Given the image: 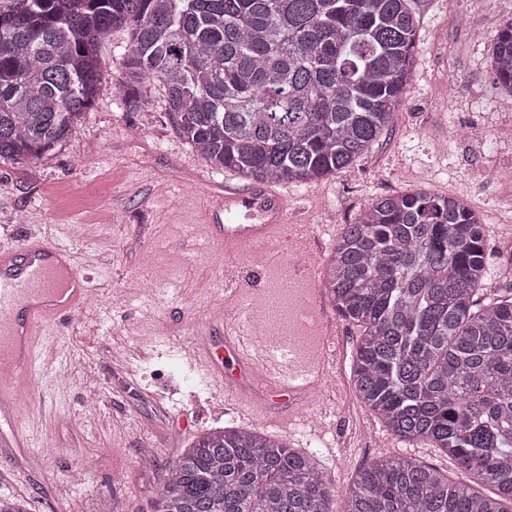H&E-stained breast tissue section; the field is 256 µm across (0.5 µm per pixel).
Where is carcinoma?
I'll use <instances>...</instances> for the list:
<instances>
[{"instance_id":"obj_1","label":"carcinoma","mask_w":512,"mask_h":512,"mask_svg":"<svg viewBox=\"0 0 512 512\" xmlns=\"http://www.w3.org/2000/svg\"><path fill=\"white\" fill-rule=\"evenodd\" d=\"M413 0H8L0 7V159L39 160L94 104L99 47L129 31L126 108L162 86L211 169L258 183L352 167L413 82ZM512 94V20L491 47ZM486 225L454 195L373 199L323 263L360 328L352 384L398 440L453 458L450 481L380 456L339 495L314 456L256 428H215L170 468L155 512H512V290L488 293Z\"/></svg>"}]
</instances>
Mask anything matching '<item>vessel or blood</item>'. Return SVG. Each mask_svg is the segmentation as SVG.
Instances as JSON below:
<instances>
[{"instance_id":"obj_1","label":"vessel or blood","mask_w":512,"mask_h":512,"mask_svg":"<svg viewBox=\"0 0 512 512\" xmlns=\"http://www.w3.org/2000/svg\"><path fill=\"white\" fill-rule=\"evenodd\" d=\"M212 233L228 253L250 249L268 262L284 260L285 242L300 240V225L291 223L287 199L270 186L225 187L209 210ZM314 253L320 242L300 240ZM91 289L72 264L68 249L31 238L16 248H0V446L27 448L31 438L18 418L22 394L36 395L40 360L35 339L42 329L72 317ZM307 339L292 336L288 352L265 347L250 320L239 317L226 324L224 352L181 346L180 356L203 370L207 386L218 393H242L257 387L287 395L291 412L309 394L321 389L336 352L322 341L309 353Z\"/></svg>"}]
</instances>
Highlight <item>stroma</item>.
Segmentation results:
<instances>
[{
    "label": "stroma",
    "instance_id": "1",
    "mask_svg": "<svg viewBox=\"0 0 512 512\" xmlns=\"http://www.w3.org/2000/svg\"><path fill=\"white\" fill-rule=\"evenodd\" d=\"M418 50L414 88L392 126L357 163L306 198L305 234L352 223L371 198L421 188L467 199L486 218L489 288H512V95L496 90L488 42L512 18V0H414ZM127 32L100 48L104 80L97 100L67 142L24 164L0 160V244L26 236L71 250L100 302L43 332L49 372L20 415L34 435L26 451L0 447V497L25 500L29 512H97L113 498L124 512H154L167 470L201 434L230 425L237 410L212 395L179 361L177 343L206 334L220 343L224 265L240 267V299L261 310L276 336L288 331L286 310L261 308L279 287L281 267L246 255L226 259L211 239L205 182L239 183L212 172L167 116L162 87L126 109L117 88ZM479 123L481 142L464 135ZM141 278L145 288L125 289ZM358 330L340 322L342 360L335 365L339 411L318 429L304 411L290 442L314 455L338 492L376 456H412L449 479L460 470L440 449L401 442L356 397L351 386ZM346 453L328 454L336 439Z\"/></svg>",
    "mask_w": 512,
    "mask_h": 512
}]
</instances>
